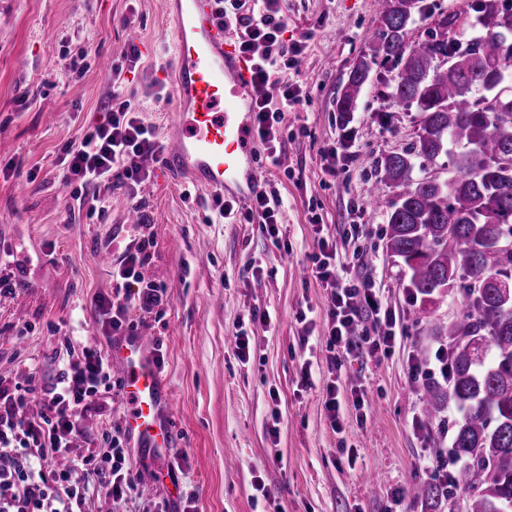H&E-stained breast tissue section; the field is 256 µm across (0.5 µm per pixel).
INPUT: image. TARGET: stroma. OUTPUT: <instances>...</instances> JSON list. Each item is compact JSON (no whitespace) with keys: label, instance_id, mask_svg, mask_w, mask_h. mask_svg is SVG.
Here are the masks:
<instances>
[{"label":"stroma","instance_id":"obj_1","mask_svg":"<svg viewBox=\"0 0 512 512\" xmlns=\"http://www.w3.org/2000/svg\"><path fill=\"white\" fill-rule=\"evenodd\" d=\"M471 0H425L427 11L408 32L424 41L440 15L467 11L460 42L486 33ZM290 83L301 104L278 126V164L265 145L257 159L264 187L281 197L278 236L241 222L247 204L219 218L210 192L150 175L132 188L110 183L96 193L103 215L80 203L64 149L92 124L112 82L101 59L122 67L137 116L164 135L175 106L169 94L173 27L163 0H0V378L26 384L68 363V349L103 344L91 306L111 293L112 269L149 221L154 245L145 277L165 288L160 313L132 312L136 328L160 342L162 375L171 393L176 484L141 475L137 493L112 500L108 487L89 491L86 512H426L409 489L432 481L425 457L447 446L448 420L422 412L425 388L440 375L431 322L460 312L459 292L427 303L412 296L408 276L387 253L385 217L370 202L373 164L403 149L417 132L414 111H390L392 64L375 66L352 121L336 99L379 29L375 0H281ZM141 58L125 65L130 44ZM345 165L336 175L331 156ZM336 245L349 277L372 278L402 332L387 353L352 355L332 369L323 332L329 291L310 274L318 239ZM269 313L263 327L254 313ZM252 335L240 360L233 334ZM429 372L412 375L410 358ZM335 384L337 418L325 408Z\"/></svg>","mask_w":512,"mask_h":512}]
</instances>
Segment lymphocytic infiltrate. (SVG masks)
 Returning a JSON list of instances; mask_svg holds the SVG:
<instances>
[{"label": "lymphocytic infiltrate", "mask_w": 512, "mask_h": 512, "mask_svg": "<svg viewBox=\"0 0 512 512\" xmlns=\"http://www.w3.org/2000/svg\"><path fill=\"white\" fill-rule=\"evenodd\" d=\"M260 2L259 9L248 11L243 0H219V15L234 26L239 52L251 59L256 132L271 146L282 108L299 104L301 92L277 75L287 29L280 0ZM107 112L104 122L67 147L70 177L84 186L104 181L134 186L148 175L143 159L161 153L163 144L139 122L134 102L121 88H113ZM147 247L144 240L129 246L112 273L111 294L95 298L102 336L130 330V309L150 313L166 304L165 289L144 277ZM317 248L311 275L330 290L326 349L331 365L358 351L373 355L391 348L397 321L373 284L341 275L336 248L328 241H319ZM365 318L373 326L369 336L358 331ZM114 388L107 353L98 347L83 348L48 380L33 376L22 386L0 379V512H84L90 485L110 487L116 502L135 490L138 475L120 436L104 432L101 445L72 453L83 414L110 411Z\"/></svg>", "instance_id": "obj_1"}]
</instances>
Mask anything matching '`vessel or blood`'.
<instances>
[{
  "label": "vessel or blood",
  "mask_w": 512,
  "mask_h": 512,
  "mask_svg": "<svg viewBox=\"0 0 512 512\" xmlns=\"http://www.w3.org/2000/svg\"><path fill=\"white\" fill-rule=\"evenodd\" d=\"M176 38L173 101L178 118L159 158L165 175L244 202L260 191L255 155V93L245 56L229 49L230 34L216 16V0H167ZM130 410L123 421L138 468L161 471L174 446L170 391L143 330L111 340Z\"/></svg>",
  "instance_id": "vessel-or-blood-1"
}]
</instances>
